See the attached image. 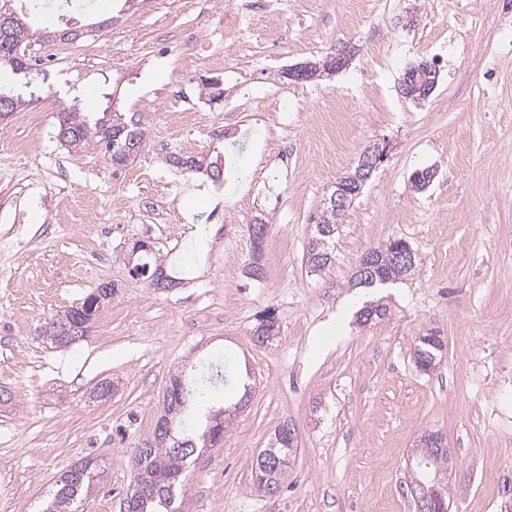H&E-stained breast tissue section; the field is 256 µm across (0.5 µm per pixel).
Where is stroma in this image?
I'll return each instance as SVG.
<instances>
[{"instance_id": "35a3bbf8", "label": "stroma", "mask_w": 512, "mask_h": 512, "mask_svg": "<svg viewBox=\"0 0 512 512\" xmlns=\"http://www.w3.org/2000/svg\"><path fill=\"white\" fill-rule=\"evenodd\" d=\"M239 0H25L49 77L27 123L0 122V512H39L57 476L105 461L85 512H123L132 450L153 432L171 377L230 360L253 382L223 439L193 456L187 512H415L405 483L422 435L452 452L449 512L512 506V50L507 0H274L246 25ZM348 47L349 64L313 82L288 66ZM414 57L440 78L422 103L398 85ZM220 82L221 101L206 83ZM124 113L146 130L133 163L54 137L60 104ZM179 103L191 121L176 123ZM387 155L336 228L334 259L311 272L310 214L373 143ZM234 159L223 194L173 156ZM435 176L417 192L416 171ZM266 234L255 244L252 226ZM206 245L190 252L197 225ZM406 241L410 276L353 287L360 255ZM147 243L173 278L154 287L129 256ZM263 274L251 278L248 269ZM104 282L117 292L87 337L65 347L45 318ZM376 301L384 318L360 323ZM274 311L279 333L252 329ZM443 337L420 371V336ZM103 379L114 389L91 399ZM298 448L275 496L252 469L275 428Z\"/></svg>"}]
</instances>
